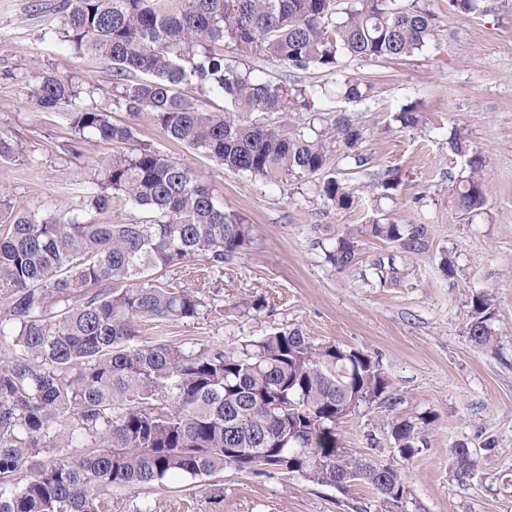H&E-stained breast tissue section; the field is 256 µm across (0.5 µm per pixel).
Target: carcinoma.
Returning a JSON list of instances; mask_svg holds the SVG:
<instances>
[{"label":"carcinoma","instance_id":"1","mask_svg":"<svg viewBox=\"0 0 512 512\" xmlns=\"http://www.w3.org/2000/svg\"><path fill=\"white\" fill-rule=\"evenodd\" d=\"M448 5L484 12V0ZM61 12L64 42L79 56L111 62L127 111L236 174L310 182L337 211L354 205L355 192L336 177L332 157L367 166L365 128L341 115L332 138L331 128L305 118L291 128L271 122L276 112L321 111L332 90L258 80L244 59L334 74L337 93L361 101L371 86L342 71L344 58L406 57L434 37L433 14L416 0L405 7L396 0H63ZM185 85L203 97L185 96ZM210 93L224 96V111L207 108ZM31 97L56 110L75 90L44 73L34 77ZM64 116L81 139L125 144L133 137L131 126L90 105ZM394 120L415 128L427 117L411 104ZM448 152L466 158L469 169L456 179L455 207L485 213L483 159L456 129ZM100 171L103 191L89 197L83 215L0 209V512H112L106 495L114 488H165L226 468L344 492L368 488L387 512H398L409 495L405 467L427 447L436 414H391L392 382L373 354L316 343L297 328L231 348L142 336L150 321L197 318L199 289L184 276L223 273L249 247L252 226L224 211L194 170L150 144L101 159ZM400 183L389 169L373 187L386 197ZM127 208L140 216L107 220ZM430 236L426 224L374 219L318 246L328 262L353 270L364 239L419 254ZM370 274L381 283L398 278L381 256L360 269L363 279ZM470 309V339L497 346L492 297L472 294ZM372 407L389 410L387 462L340 438L341 424ZM79 444L84 451L68 452ZM452 457L455 477L466 480L477 461L463 444Z\"/></svg>","mask_w":512,"mask_h":512}]
</instances>
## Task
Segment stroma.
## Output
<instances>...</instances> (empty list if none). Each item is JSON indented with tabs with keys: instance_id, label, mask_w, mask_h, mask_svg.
<instances>
[{
	"instance_id": "stroma-1",
	"label": "stroma",
	"mask_w": 512,
	"mask_h": 512,
	"mask_svg": "<svg viewBox=\"0 0 512 512\" xmlns=\"http://www.w3.org/2000/svg\"><path fill=\"white\" fill-rule=\"evenodd\" d=\"M61 0H0V135L20 150L0 159V188L7 199L44 213L81 212L100 172L99 157L116 147L96 139L77 140L59 111L37 107L30 95L33 73L71 79L93 95L73 107L93 105L132 126L134 140L150 143L193 168L225 210L243 214L253 226L247 250L224 267V276L203 286L204 305L190 322L147 324L145 335L196 339L231 347L276 328H300L315 341L361 347L378 357L399 399L398 415L432 410L436 420L410 468V494L403 512H512V0H486L480 15L450 10L448 0H427L436 34L418 53L363 62L344 59L343 69L371 86L370 96L325 99L323 118L345 114L366 129L362 150L368 171L354 173L359 192L352 209L335 211L313 197L304 182L284 185L251 180L207 157L170 142L144 118L130 115L113 99L109 62L75 55L60 35ZM416 105L428 121L399 128L396 112ZM467 137L484 157L486 213L467 218L452 197L453 178L465 162L448 151L450 130ZM388 169L402 182L391 196L370 195L367 185ZM402 224H426L431 249L413 259L393 245L363 244L369 255L393 257L406 267L400 281L361 280L358 272L326 262L318 246L350 224L382 215ZM456 260L446 278L439 254ZM493 296L496 349L472 344L465 333L473 292ZM264 296L267 307L239 314V304ZM224 301L215 312L213 297ZM370 409L343 423L346 447L379 460L390 440ZM462 444L477 461L473 474L457 481L450 448ZM217 481L220 501L209 499L199 481L169 489H116L112 512H384L365 488L348 492L296 477H258L225 469Z\"/></svg>"
}]
</instances>
